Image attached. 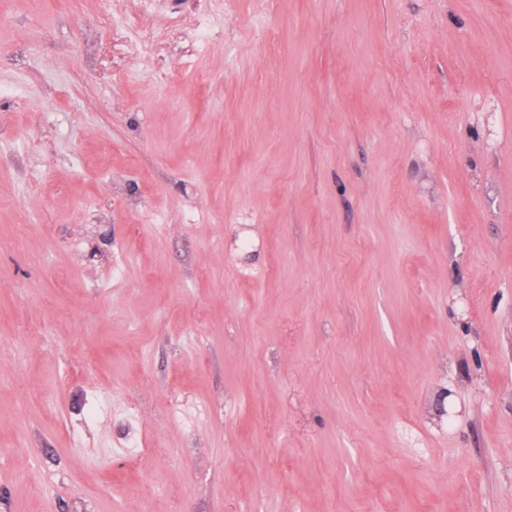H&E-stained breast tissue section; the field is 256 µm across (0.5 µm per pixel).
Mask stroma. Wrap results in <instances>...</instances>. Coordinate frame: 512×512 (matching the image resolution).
Instances as JSON below:
<instances>
[{
	"instance_id": "obj_1",
	"label": "stroma",
	"mask_w": 512,
	"mask_h": 512,
	"mask_svg": "<svg viewBox=\"0 0 512 512\" xmlns=\"http://www.w3.org/2000/svg\"><path fill=\"white\" fill-rule=\"evenodd\" d=\"M0 512H512V0H0Z\"/></svg>"
}]
</instances>
